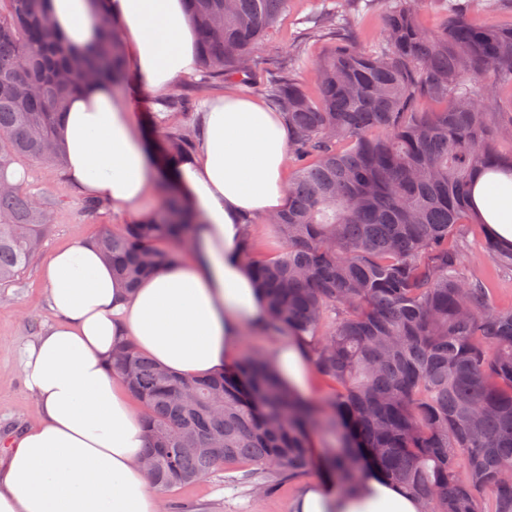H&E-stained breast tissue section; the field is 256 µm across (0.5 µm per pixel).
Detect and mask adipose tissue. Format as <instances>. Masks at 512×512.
Here are the masks:
<instances>
[{
	"label": "adipose tissue",
	"instance_id": "1",
	"mask_svg": "<svg viewBox=\"0 0 512 512\" xmlns=\"http://www.w3.org/2000/svg\"><path fill=\"white\" fill-rule=\"evenodd\" d=\"M52 24L77 48L113 19L135 86L165 92L199 66L185 0H46ZM200 148L181 158L177 186L197 223L187 256L157 268L134 289L121 286L97 247L56 249L43 268L50 307L61 317L21 354L37 422L0 455V512H162L139 460L145 432L122 377L108 368L132 343L171 374L211 376L237 357L245 332L262 331L263 296L243 260L248 219L287 199L284 115L230 93L208 100ZM67 177L83 195L138 222L165 179L128 101L96 83L74 95L58 129ZM472 203L488 231L512 248V178L479 173ZM300 397L311 391L310 341L283 337L267 354ZM398 484L371 472L354 488L319 479L293 512H421Z\"/></svg>",
	"mask_w": 512,
	"mask_h": 512
}]
</instances>
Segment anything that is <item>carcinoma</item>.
Returning <instances> with one entry per match:
<instances>
[{"instance_id":"carcinoma-1","label":"carcinoma","mask_w":512,"mask_h":512,"mask_svg":"<svg viewBox=\"0 0 512 512\" xmlns=\"http://www.w3.org/2000/svg\"><path fill=\"white\" fill-rule=\"evenodd\" d=\"M45 0H0V183L19 160L59 167L58 124L69 98L92 82L128 79L108 26L72 49ZM428 0H387L384 44L338 43L312 69L318 97L293 78L271 89L288 124V206L270 221L274 257L245 253L267 307L265 331L307 336L314 370L342 391L293 397L267 355H244L212 377H177L128 344L112 354L139 402L145 454L159 492L244 463L236 482L265 495L311 464L309 437L337 483L370 468L419 497L423 512H512V308L467 274L460 242L478 171L512 176V26L471 24L467 5L443 27L416 22ZM207 73L248 69L254 46L288 0H187ZM439 104L426 110L422 103ZM195 137H167L162 159ZM163 208L95 243L129 288L178 254L196 223L166 189ZM53 223V203L24 184L0 189V287L14 283ZM482 254L512 270V249L491 238ZM214 441L221 456L206 451Z\"/></svg>"}]
</instances>
